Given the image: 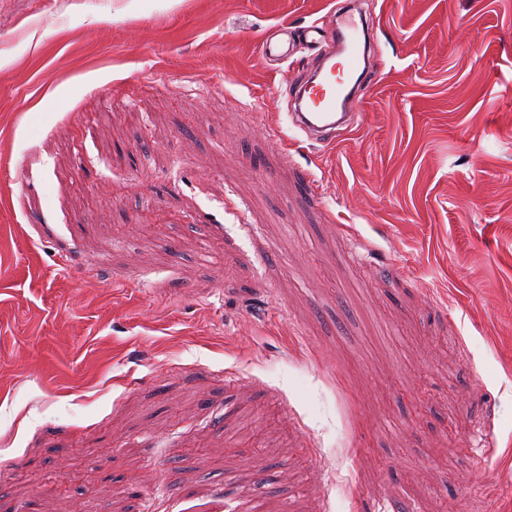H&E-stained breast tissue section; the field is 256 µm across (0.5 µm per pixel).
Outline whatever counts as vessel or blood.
Masks as SVG:
<instances>
[{"mask_svg":"<svg viewBox=\"0 0 512 512\" xmlns=\"http://www.w3.org/2000/svg\"><path fill=\"white\" fill-rule=\"evenodd\" d=\"M375 35V27L362 29L351 19H344L333 42L322 50L318 68L298 75L290 119L309 140H333L338 129L357 123L362 100L350 81L359 72L376 75L378 65L369 61L367 52V44Z\"/></svg>","mask_w":512,"mask_h":512,"instance_id":"obj_1","label":"vessel or blood"}]
</instances>
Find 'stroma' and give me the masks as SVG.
<instances>
[{
	"mask_svg": "<svg viewBox=\"0 0 512 512\" xmlns=\"http://www.w3.org/2000/svg\"><path fill=\"white\" fill-rule=\"evenodd\" d=\"M367 2L324 144L336 0H0V512H512V0ZM375 35L374 25L360 30L351 19H344L336 39L322 50L318 68L293 80L299 86L290 119L309 140L331 141L336 138V130L351 129L357 123L362 114V98L352 90L350 80L361 67L365 76L377 75L378 63H369L366 48ZM336 58L341 62H336Z\"/></svg>",
	"mask_w": 512,
	"mask_h": 512,
	"instance_id": "obj_1",
	"label": "stroma"
}]
</instances>
